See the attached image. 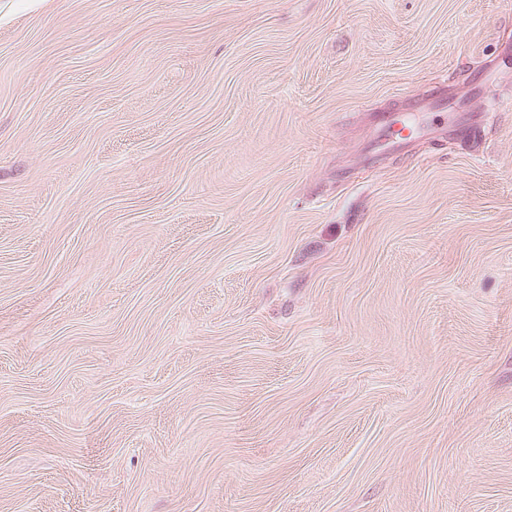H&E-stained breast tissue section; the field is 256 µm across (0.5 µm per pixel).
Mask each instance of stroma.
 <instances>
[{
	"label": "stroma",
	"instance_id": "1",
	"mask_svg": "<svg viewBox=\"0 0 512 512\" xmlns=\"http://www.w3.org/2000/svg\"><path fill=\"white\" fill-rule=\"evenodd\" d=\"M506 97L512 0H0V512H512Z\"/></svg>",
	"mask_w": 512,
	"mask_h": 512
}]
</instances>
